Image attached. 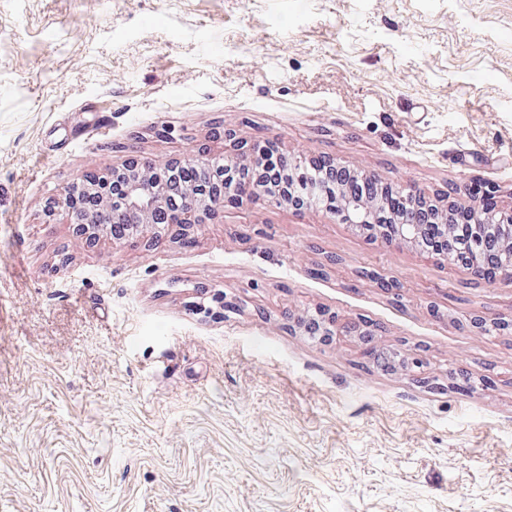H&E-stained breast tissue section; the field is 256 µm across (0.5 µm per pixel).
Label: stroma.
Returning <instances> with one entry per match:
<instances>
[{
	"label": "stroma",
	"instance_id": "obj_1",
	"mask_svg": "<svg viewBox=\"0 0 512 512\" xmlns=\"http://www.w3.org/2000/svg\"><path fill=\"white\" fill-rule=\"evenodd\" d=\"M228 132L512 205V0H0V512H512V335L455 325L512 317V279L318 208L150 248L49 223L85 172ZM317 309L404 368L304 335Z\"/></svg>",
	"mask_w": 512,
	"mask_h": 512
}]
</instances>
